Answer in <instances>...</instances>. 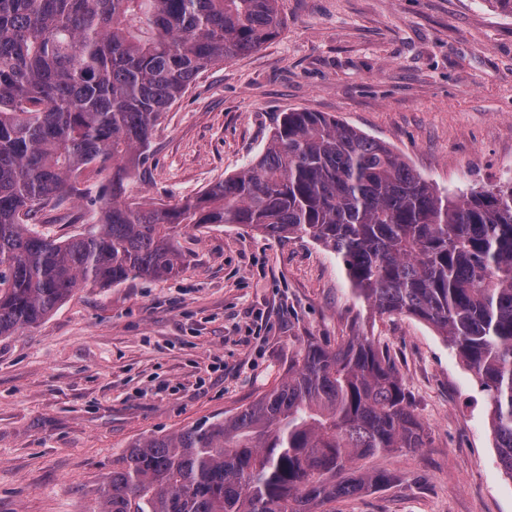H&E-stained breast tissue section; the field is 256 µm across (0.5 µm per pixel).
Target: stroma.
I'll list each match as a JSON object with an SVG mask.
<instances>
[{"mask_svg": "<svg viewBox=\"0 0 512 512\" xmlns=\"http://www.w3.org/2000/svg\"><path fill=\"white\" fill-rule=\"evenodd\" d=\"M286 26L202 71L161 115L130 200L177 205L262 153L276 117L324 112L454 196L512 178V17L486 0H282ZM78 202L32 229L82 232ZM177 277L78 290L0 337V512H89L128 444L232 415L288 376L308 337L368 336L394 362L431 442L356 461L393 484L336 512H512L489 403L429 324L381 316L334 253L240 224L177 237Z\"/></svg>", "mask_w": 512, "mask_h": 512, "instance_id": "stroma-1", "label": "stroma"}]
</instances>
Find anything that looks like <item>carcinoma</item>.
I'll return each instance as SVG.
<instances>
[{
    "label": "carcinoma",
    "mask_w": 512,
    "mask_h": 512,
    "mask_svg": "<svg viewBox=\"0 0 512 512\" xmlns=\"http://www.w3.org/2000/svg\"><path fill=\"white\" fill-rule=\"evenodd\" d=\"M280 0H0V337L81 288L178 275L181 229L308 237L380 315L427 322L491 400L512 477V181L452 197L387 144L322 112L282 113L242 171L176 206L124 199L160 115L204 68L277 38ZM81 202L65 240L28 228ZM394 364L367 336L296 353L239 413L127 446L93 512H329L383 488L359 458L425 448Z\"/></svg>",
    "instance_id": "obj_1"
}]
</instances>
